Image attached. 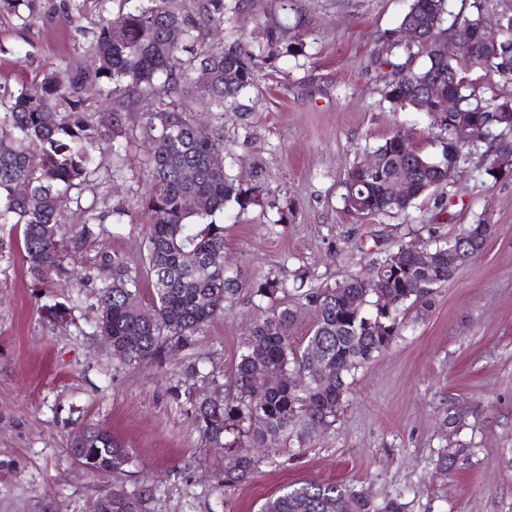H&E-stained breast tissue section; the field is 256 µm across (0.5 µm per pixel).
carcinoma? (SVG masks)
<instances>
[{"instance_id":"1","label":"carcinoma","mask_w":512,"mask_h":512,"mask_svg":"<svg viewBox=\"0 0 512 512\" xmlns=\"http://www.w3.org/2000/svg\"><path fill=\"white\" fill-rule=\"evenodd\" d=\"M245 7V0H142L138 7L100 19L87 53L96 66L88 69L75 56L49 69L38 89L0 90V225L10 224L20 238L19 254L40 281L74 282L95 278L97 303L112 333V348L125 351L123 362L138 365L157 359L167 348L191 350L201 341L204 326L224 313L242 288L250 290L258 311L234 370L236 396L222 403L191 401L192 417L208 445L224 450V484L245 483L260 458L251 448L276 450L293 434L300 442L327 430L339 417L349 378L382 354L405 328L402 312L410 305H432L436 288L450 281L449 245L439 246L443 261L422 285L388 270L387 259L371 260L369 274L384 280L394 307L383 311L378 301L363 296L360 276L300 294L313 308L316 323L299 347L290 341L295 311L268 306L283 284L265 280L244 285L224 260V225L214 219L228 203L245 210L271 193L258 176L243 184L226 169L210 167L215 153L231 154L224 139V118L239 109V97L251 89L262 64L286 50L302 54L303 43L291 29L268 27L266 42L256 48L241 41L226 44L219 36L224 22ZM11 15L26 26L33 18L32 0H0V15ZM482 16L481 0L473 11L450 15L448 0H410L400 24L423 28L424 39L413 46L392 44L382 37L378 57L392 65L385 97L393 111L412 110L429 120L438 153L425 154L397 130L373 148L382 169L369 175L358 165L345 173L343 201L358 212L354 198L366 202L370 214L395 212L388 181L403 179L413 187L411 201L442 193L448 186V168L456 169L478 141L504 143L512 125L497 118L512 113V14L502 16L504 33L490 48L476 33ZM177 27L183 40L174 45L168 31ZM454 39L461 54L451 60L437 52V41ZM479 69L496 80L501 93L485 100L477 94L470 74ZM449 75L465 99L461 111L469 119L456 121L447 103L427 95V84ZM162 84L170 98L155 97ZM98 90V106L89 111L83 93ZM143 103L139 124H129L127 113ZM210 115L209 136H196L197 112ZM142 139L147 146L140 168L147 188L140 206L147 217L150 305H142V276L114 252L101 258L98 269L111 274L81 273L65 266L70 252L86 247L98 224L96 158L112 155L113 170L124 169L128 145ZM39 164L28 163L31 152ZM195 171L192 182L184 179ZM19 182L29 185L24 196L15 194ZM79 211L84 220L68 236L62 231L65 213ZM344 289V297L336 290ZM281 375L277 382L265 379ZM70 454L82 457L92 473L119 472L131 462L112 432L87 427L74 435ZM92 512H144L143 498L122 489L103 493ZM261 512H403L395 499L375 502L362 490L344 483L289 485L268 498Z\"/></svg>"}]
</instances>
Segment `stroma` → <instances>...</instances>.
<instances>
[{
  "instance_id": "1",
  "label": "stroma",
  "mask_w": 512,
  "mask_h": 512,
  "mask_svg": "<svg viewBox=\"0 0 512 512\" xmlns=\"http://www.w3.org/2000/svg\"><path fill=\"white\" fill-rule=\"evenodd\" d=\"M68 0H35L22 30L0 16V85L41 81L72 51ZM267 0L224 25L225 42L257 46L271 22L304 18L303 53L263 64L241 116L224 122L233 154L224 165L240 181L262 175L272 193L240 210L227 204L224 254L248 281L316 288L367 276L372 258L411 242L448 240L473 224L492 233L480 254L437 288L430 309L410 306L407 326L360 368L333 426L306 442L289 438L251 478L224 483V452L195 429L184 375L199 363L214 372L203 391L220 401L233 390L241 344L254 320L249 291L204 330L195 351L170 350L128 365L93 334L91 287L77 291L33 278L19 255L0 256V512H89L112 486L146 492L145 512H258L291 483L344 481L404 512H512V177L487 175L486 144L461 162L444 197L419 198L407 212L360 216L343 202L345 171L393 131L424 152L437 148L428 120L392 112L377 40L395 28L407 0H291L263 14ZM102 215L73 261L85 268L119 252L144 268V185L113 174L99 157ZM72 305L71 320L48 325L49 306ZM89 425L112 431L128 451L125 472L88 474L69 454ZM459 451L441 470L442 455Z\"/></svg>"
}]
</instances>
